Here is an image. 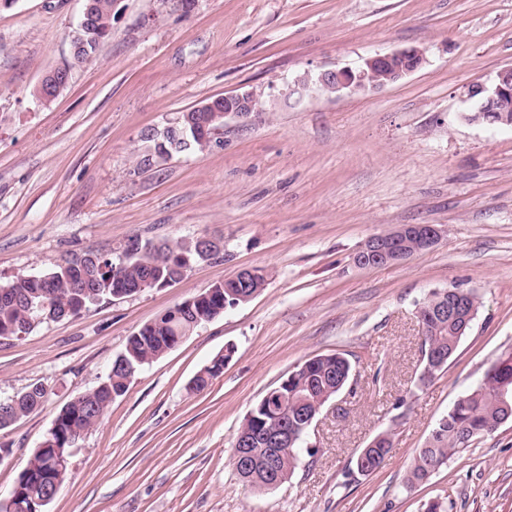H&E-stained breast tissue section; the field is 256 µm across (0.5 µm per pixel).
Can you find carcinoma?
<instances>
[{"label": "carcinoma", "instance_id": "1", "mask_svg": "<svg viewBox=\"0 0 512 512\" xmlns=\"http://www.w3.org/2000/svg\"><path fill=\"white\" fill-rule=\"evenodd\" d=\"M92 28L81 32L85 48L78 63L89 60L112 29V0H94ZM207 112L191 108L180 116L179 127L187 128V140L172 145L164 133L152 136L154 154L146 155L140 164L149 167L158 159L166 160L192 148L205 144L192 134L191 123L205 120ZM138 244L131 256L119 254L112 257L98 254L86 258L88 252L74 254L67 263L68 270L57 267L42 275H20L0 283V339L19 338L31 333L47 320H65L78 315L88 305L104 296L116 294L115 287L157 288L169 281L182 279L187 269L203 261L196 247L187 243L170 245L143 239L138 235L128 238ZM266 284L265 277L244 286L227 282L204 290L196 295V312H185L174 306L154 321L142 326L127 340L124 352L112 362L105 379L96 387L79 395L61 408L52 425V439L59 447L69 448L68 436H82L99 423L111 402L123 395L132 373L173 348L176 338L191 335L199 327L201 317H217L224 313V304H232L235 296L250 290L260 292ZM434 298L420 305L422 326L421 366H426L434 356L451 359L461 341L459 331L464 325L460 318L439 314L431 309ZM352 363L342 352L319 354L305 360L284 379V384L269 390L270 396L261 398L251 409L253 417L244 419L238 431L254 433L251 445L257 464L252 467L233 466L238 479L255 490H268L274 476L268 475L265 460L269 449L277 447L275 438L288 429V453L276 458V471L281 481L288 480L300 461V451L308 428L304 417L320 402H328L339 395L349 382ZM224 371V356L218 355L202 368L191 381L192 393L205 390L211 381ZM512 390V352L499 358V364L487 370L481 380L462 398L458 399L437 422L426 445L419 449L407 473L405 485L413 488L427 482L448 460L464 454L475 441L493 433L501 425L504 414L497 398L500 385ZM46 395L25 391L3 401L6 405L0 415V430L36 411ZM393 452L392 434L384 431L373 439V446L361 449L354 467L346 477L354 481L377 472ZM67 473L56 469L52 450L35 449L20 473L16 487L24 501L34 502L27 512H43L46 505L39 503L44 482L57 479L64 482Z\"/></svg>", "mask_w": 512, "mask_h": 512}]
</instances>
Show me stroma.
I'll return each instance as SVG.
<instances>
[{"instance_id": "obj_1", "label": "stroma", "mask_w": 512, "mask_h": 512, "mask_svg": "<svg viewBox=\"0 0 512 512\" xmlns=\"http://www.w3.org/2000/svg\"><path fill=\"white\" fill-rule=\"evenodd\" d=\"M83 0L0 7V282L49 272L132 235L222 240L168 288L104 298L77 316L0 341V400L46 386L37 411L0 430V500L59 410L97 386L130 336L245 267L266 273L142 369L72 448L47 512H512V422L406 489L438 419L512 352V126L468 120L469 86L512 66V0H112V30L71 66ZM404 48L423 65L375 92H293L296 80ZM71 66L49 102L33 91ZM264 104L227 119L200 150L139 167L150 130L218 96ZM439 224L409 259L361 269L369 236ZM480 305L447 368L419 385L416 311L432 292ZM203 392L190 379L224 350ZM349 354L351 388L326 406L291 479L243 488L230 456L251 408L300 363ZM391 432L376 473L348 480L360 448Z\"/></svg>"}]
</instances>
